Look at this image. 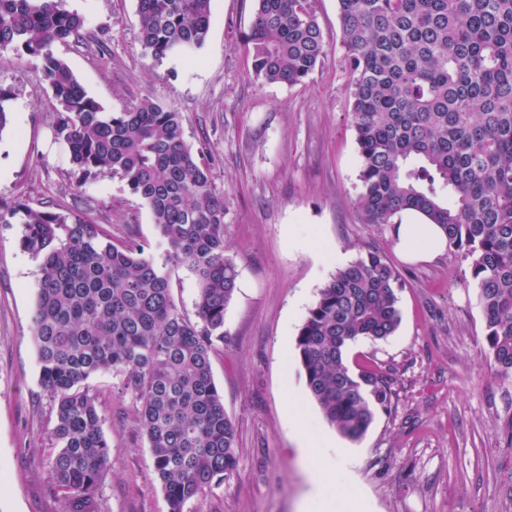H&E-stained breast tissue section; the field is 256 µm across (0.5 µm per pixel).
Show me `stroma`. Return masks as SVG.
<instances>
[{"label": "stroma", "mask_w": 512, "mask_h": 512, "mask_svg": "<svg viewBox=\"0 0 512 512\" xmlns=\"http://www.w3.org/2000/svg\"><path fill=\"white\" fill-rule=\"evenodd\" d=\"M63 6L91 38L52 51L88 95L110 112L146 96L177 108L186 142L204 147L224 196V244L239 276L211 369L238 429L237 468L189 512H304L311 485L289 407L309 428L338 436L285 341L336 270L376 250L400 275L401 322L387 339L352 345L348 361L388 370L392 404L360 441L339 438L353 463L327 488L336 512H512V378L491 370L468 261L452 248L428 263L405 261L393 225L364 223L356 209L360 162L336 0H312L327 56L292 87L253 79L242 35L254 0H211L204 44L193 57L159 63L136 39V0ZM0 87L11 92L0 200L79 209L113 240L131 233L162 255L148 207L124 182L80 181L55 135L59 106L39 60L0 62ZM22 232L0 223V512H58L49 472L55 414L32 334L39 267L20 245ZM89 384L116 460L101 489L103 512H169L129 396L108 372Z\"/></svg>", "instance_id": "35a3bbf8"}]
</instances>
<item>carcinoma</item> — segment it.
Wrapping results in <instances>:
<instances>
[{
	"instance_id": "carcinoma-1",
	"label": "carcinoma",
	"mask_w": 512,
	"mask_h": 512,
	"mask_svg": "<svg viewBox=\"0 0 512 512\" xmlns=\"http://www.w3.org/2000/svg\"><path fill=\"white\" fill-rule=\"evenodd\" d=\"M61 2L0 0V59L12 51L40 60L60 106L57 138L79 176L124 181L166 249L157 258L131 236L115 243L78 209L0 204V223L18 220L21 246L39 262L33 336L56 416L51 486L59 512H101L98 494L116 461L88 381L110 372L136 404L169 512H186L237 466V429L211 371L238 279L224 248V196L175 107L143 98L107 112L87 95L51 50L84 38L83 20ZM136 2L137 39L154 60L203 45L211 0ZM337 6L360 158L357 209L366 224L414 211L444 230L469 260L494 374L511 378L512 0ZM244 38L261 83L300 84L327 55L311 0H255ZM171 266L195 278L194 320L173 300ZM400 288L386 255L359 256L319 290L296 337L310 396L350 441L390 407L392 378L374 366L353 371L347 353L395 333Z\"/></svg>"
}]
</instances>
